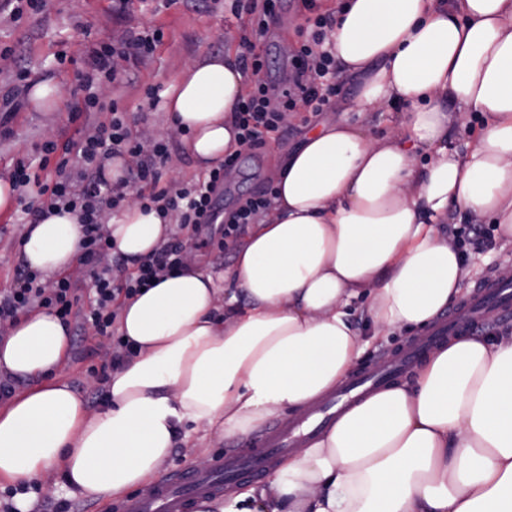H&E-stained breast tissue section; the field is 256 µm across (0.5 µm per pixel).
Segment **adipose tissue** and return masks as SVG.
Instances as JSON below:
<instances>
[{
	"instance_id": "ef3b65f1",
	"label": "adipose tissue",
	"mask_w": 512,
	"mask_h": 512,
	"mask_svg": "<svg viewBox=\"0 0 512 512\" xmlns=\"http://www.w3.org/2000/svg\"><path fill=\"white\" fill-rule=\"evenodd\" d=\"M351 108L389 113L385 132L325 121L281 158L272 208L221 271L189 262L121 298L131 353L89 413L57 371L70 332L54 313L0 338V373L31 385L0 405V484L50 469L73 495L109 500L154 483L176 442L244 440L272 416H300L337 391L375 335L436 322L466 270L448 227L478 214L512 244V0H347L330 33ZM228 46L189 65L163 106L207 170L241 150L237 102L251 77ZM469 129L456 145L452 127ZM107 229L128 264L173 232L130 203ZM83 236L60 210L28 225L21 250L49 280L72 270ZM194 512H512V335L460 333L405 380L347 406L263 485L230 488Z\"/></svg>"
}]
</instances>
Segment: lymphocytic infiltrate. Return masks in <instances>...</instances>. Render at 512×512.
I'll return each instance as SVG.
<instances>
[{
    "mask_svg": "<svg viewBox=\"0 0 512 512\" xmlns=\"http://www.w3.org/2000/svg\"><path fill=\"white\" fill-rule=\"evenodd\" d=\"M247 11L250 28L241 37L245 48L242 61L244 68L252 71L255 82L247 98L238 104L234 116L240 144L252 149L265 145L267 137L279 132L285 112L299 107L322 111L336 93L333 81L336 60L322 48L330 18L317 13L311 23L310 41L301 44L293 54L295 71L289 89L274 91L262 77L265 61L255 47L277 21L278 0H250ZM163 38L162 29L152 28L126 31L111 41L85 47L83 66L77 73L78 84L72 91L75 133L64 142L49 140L41 146L43 157L54 154L59 157L54 177L40 179L32 173L30 162L23 159L17 161L12 174L13 186L22 191V212L29 223H38L49 208L63 207L78 213L84 228L80 263L94 270L93 303L82 313H75L78 296L70 276H60L45 285L38 274L25 269L19 275L17 287L0 294V321L42 307L52 310L65 322L72 315H79L82 324L98 334L110 335L115 319L112 304L118 288L108 272H96L94 266L112 250V241L104 227L106 213L119 207L131 190L141 189L140 199L145 207L175 217L186 226L223 220L224 235L228 238L238 235L269 209L270 199L263 193L246 200L227 217H218L214 199L224 185L227 170L235 163L234 157H227L212 168L203 181L177 188L162 181V169L169 160L166 141L143 143L133 135L122 112H111V119H102V112L109 110L99 97V89L122 82L131 68L151 60ZM74 152L84 162L75 174L68 170L69 156ZM115 156L124 157L126 171L124 178L113 184L103 178L101 162ZM184 252L183 242L165 244L127 277L121 289L131 296L149 287L168 269L181 264Z\"/></svg>",
    "mask_w": 512,
    "mask_h": 512,
    "instance_id": "f902f5d3",
    "label": "lymphocytic infiltrate"
}]
</instances>
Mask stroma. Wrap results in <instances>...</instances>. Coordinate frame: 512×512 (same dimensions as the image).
<instances>
[{"mask_svg":"<svg viewBox=\"0 0 512 512\" xmlns=\"http://www.w3.org/2000/svg\"><path fill=\"white\" fill-rule=\"evenodd\" d=\"M232 3L233 0H149L148 5L137 2L128 12L118 14L112 10V0H52L46 13L25 16L17 25H0V46L13 50L11 59L0 65V96L12 87L14 75L20 69L29 70L33 79L54 83L61 89L57 108L48 112L35 111L28 99H21L7 123L8 136L0 137V177L11 176L19 159L37 160L44 142L63 141L73 134L74 126L69 120L70 88L76 81L75 60L86 43L111 38L114 32L125 29L160 27L165 36L153 59L131 69L126 81L102 88L100 94L104 101L116 102L119 110L126 112L138 137L168 139L170 160L164 180L175 181L182 187L202 180L203 172L181 148L180 134L167 127L162 105L173 78L186 65L207 54L223 53L228 44L239 40L249 16L232 12ZM307 15L302 0H281L278 25L257 45V53L267 62L265 76L271 83H281L287 77L292 49L307 38ZM63 53L68 55V63L59 62ZM354 85L353 79L337 78L336 94L322 111L298 110L263 148L243 150L224 179V192L216 200L217 209L230 210L269 189L277 155L295 147L308 128L341 118L359 121V114L347 109ZM21 217L17 209L0 213V292L16 285L23 264L18 251L25 229ZM484 230V245L467 257L468 274L463 284L467 296L477 286L499 279L501 270L512 266V245L499 240L492 225H485ZM175 236L190 246L192 258L202 260L214 270L224 269L233 261L236 242L225 237L223 225H210L197 234L180 228ZM69 327L71 350L59 376L83 397L93 413L104 397L98 378L111 361L117 338L99 335L82 327L76 319L70 321ZM426 336L423 330L393 331L362 355L351 371L352 376H359L371 366L389 363L407 345ZM259 443L256 436L247 441L213 436L198 448L180 445L173 449L160 474L167 477L186 467L205 470L220 458L249 452ZM39 485L30 512H57L61 502L67 503L69 512H110L108 502L70 496L65 478L57 471L46 472Z\"/></svg>","mask_w":512,"mask_h":512,"instance_id":"35a3bbf8","label":"stroma"}]
</instances>
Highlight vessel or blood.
<instances>
[{
  "mask_svg": "<svg viewBox=\"0 0 512 512\" xmlns=\"http://www.w3.org/2000/svg\"><path fill=\"white\" fill-rule=\"evenodd\" d=\"M500 307L503 313L512 312V284L484 286L472 298L468 309L454 319L443 322L432 333V340L447 336L449 329L464 325L478 327L479 319L488 315L490 307ZM297 428L288 425L273 430L263 447L245 456H233L218 460L208 471L188 469L162 481L154 495L147 499L131 498L123 500L116 512H186L189 500L202 499L206 495L218 493L223 482L244 475H260L270 459L293 448L297 440Z\"/></svg>",
  "mask_w": 512,
  "mask_h": 512,
  "instance_id": "1",
  "label": "vessel or blood"
}]
</instances>
